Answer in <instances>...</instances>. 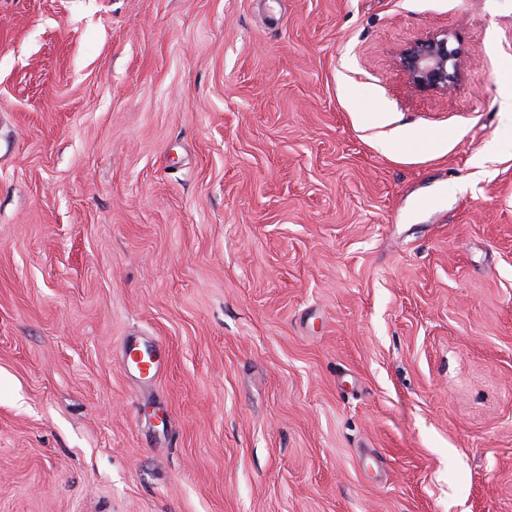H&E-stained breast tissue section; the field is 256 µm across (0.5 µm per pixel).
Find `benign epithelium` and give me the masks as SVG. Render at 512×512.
<instances>
[{"label":"benign epithelium","mask_w":512,"mask_h":512,"mask_svg":"<svg viewBox=\"0 0 512 512\" xmlns=\"http://www.w3.org/2000/svg\"><path fill=\"white\" fill-rule=\"evenodd\" d=\"M417 92H447L462 79L466 53L446 31L435 32L403 48L396 58Z\"/></svg>","instance_id":"1"}]
</instances>
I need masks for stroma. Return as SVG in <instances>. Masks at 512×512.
<instances>
[{"label":"stroma","mask_w":512,"mask_h":512,"mask_svg":"<svg viewBox=\"0 0 512 512\" xmlns=\"http://www.w3.org/2000/svg\"><path fill=\"white\" fill-rule=\"evenodd\" d=\"M511 96L512 0H0V512H512ZM466 58L462 45L440 31L407 45L396 61L416 92H448L462 79Z\"/></svg>","instance_id":"obj_1"}]
</instances>
